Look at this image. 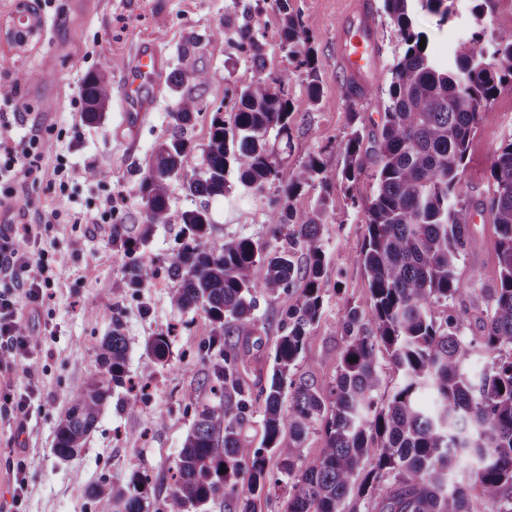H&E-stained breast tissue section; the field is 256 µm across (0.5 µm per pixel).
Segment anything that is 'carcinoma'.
<instances>
[{
    "instance_id": "obj_1",
    "label": "carcinoma",
    "mask_w": 512,
    "mask_h": 512,
    "mask_svg": "<svg viewBox=\"0 0 512 512\" xmlns=\"http://www.w3.org/2000/svg\"><path fill=\"white\" fill-rule=\"evenodd\" d=\"M282 14V41L298 65L313 71L307 41L289 0H274ZM406 50L393 70L378 129L375 194L363 210L366 234L358 254L369 282L370 323L356 307L345 308V347L335 379L317 387L295 380L290 369L301 356L310 327L322 308L325 254L317 244L324 209L301 212L290 200L323 180L312 156L282 188L267 213L275 244L249 237L211 240L210 202L226 195L227 176L254 192L279 179L271 139L289 140L293 115L289 75L264 74L263 45L252 16L217 31L250 58L258 76L237 93L229 115L213 112L200 170L187 174L183 159L194 149L188 130L202 111L198 98L183 95L167 137L141 170L138 193L144 221L135 238L114 224L112 241L129 256L128 285L143 288L160 268L138 255L153 227L169 223V185L181 181L191 207L181 215L179 248L166 272L180 282L171 304L180 312L201 310L212 326L205 348L214 354L207 383L215 400L195 410V421L172 468L165 512H208L224 500L226 512H258L268 485L287 491L286 512H512V140L492 162L495 190L478 203L488 212L497 240L499 280L482 288L486 309L481 335L463 334L468 310L438 318L434 309L466 292L457 265L469 244L463 180L470 137L481 112L512 83V31L471 33L448 60L431 57L413 29L411 0H383ZM83 117L103 118L112 85L89 74L80 88ZM365 135L353 131L340 144L347 157L344 178L353 181L370 164ZM305 252V266L296 260ZM261 264L265 276L254 278ZM301 288L287 308L283 333L272 355L270 382L251 378L250 339L258 334L256 295L276 300ZM477 349L498 354L477 380L467 363ZM147 354L165 361L169 343L151 338ZM386 351L400 374L392 394L380 395L379 353ZM127 343L120 320L100 343L97 370L70 394L55 427L53 451L70 460L85 447L111 386L126 378ZM264 395L260 446L244 435L254 390ZM323 424L325 448L311 464H299L302 444ZM288 432V444L282 434ZM475 453L480 465L466 479L448 484L459 458ZM278 459L269 468V456ZM149 478L135 472L112 495L117 512H147Z\"/></svg>"
}]
</instances>
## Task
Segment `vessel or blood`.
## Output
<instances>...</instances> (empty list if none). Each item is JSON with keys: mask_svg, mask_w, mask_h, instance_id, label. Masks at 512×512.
<instances>
[{"mask_svg": "<svg viewBox=\"0 0 512 512\" xmlns=\"http://www.w3.org/2000/svg\"><path fill=\"white\" fill-rule=\"evenodd\" d=\"M384 47L378 34L372 0H344L336 23L334 59L346 90L366 97L383 63ZM162 58L154 46L142 48L122 94V109L140 112L145 108L142 85L160 71Z\"/></svg>", "mask_w": 512, "mask_h": 512, "instance_id": "vessel-or-blood-1", "label": "vessel or blood"}]
</instances>
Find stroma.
<instances>
[{
    "label": "stroma",
    "instance_id": "1",
    "mask_svg": "<svg viewBox=\"0 0 512 512\" xmlns=\"http://www.w3.org/2000/svg\"><path fill=\"white\" fill-rule=\"evenodd\" d=\"M373 2L385 63L368 99L359 101L346 96L332 58L340 0H290L293 13L309 32L317 59L321 95L313 102L305 70L281 44L280 16L272 0H0V86L12 87L17 74L29 76L11 99H0V113H7L11 122L0 136L17 144L35 126L45 141L40 179L19 182L15 197L0 205V221L27 224L46 210L62 213L60 223L42 231L43 246L61 258L59 275L54 287L45 290L37 313H24L21 319L35 341L28 354L0 365V512H113V490L125 486L137 469L145 471L156 487L155 508L163 506L169 470L192 429L193 408L213 399L204 383L209 360L198 351L211 326L203 312L172 308L173 281L128 287L125 252L113 243L111 225L99 223L98 216L109 202L128 228L142 223L139 170L173 122L178 95L170 78L178 70L204 69L212 76L205 86L189 80L183 85L204 105L190 131L197 149L186 158L184 169L190 173L199 165L213 108L232 101L236 87L255 76L250 62L216 35L225 19L238 18L246 6L258 22L267 73L290 76L288 96L294 111L290 141L275 145L281 183L288 182L309 157H319L324 164L326 184L304 188L291 201L299 211L323 208L320 245L325 253L321 315L309 331L294 374L318 386L333 380L345 346L343 312L367 303L368 280L357 255L366 229L362 205L376 190L368 172L354 181L344 180L346 156L339 144L353 130H377L380 100L387 93L393 65L405 51L383 0ZM449 6L452 14L444 24L427 9L417 6L411 12L432 56H447L458 40L482 27L512 30V0H450ZM26 7L35 11L40 28L36 37L19 47L8 40L6 31ZM146 45L155 46L164 59L160 73L143 89L149 111L124 118L115 97L100 123L84 122L74 99L86 75H104L117 94L137 51ZM511 139L509 86L491 101L474 131L464 170L471 201L491 196L494 154ZM61 160L71 177L68 198L57 197L51 189ZM279 195V185L258 194L233 184L223 199L210 204L213 240L250 237L268 242L266 214L270 201ZM169 196V223L155 226L149 242L139 250L143 258L162 266L177 252L181 214L189 205L180 183H171ZM468 224L470 245L458 273L463 283L475 278L481 285L480 292L461 297L468 309L465 332L474 336L485 307L482 291L495 285L498 264L496 234L488 214L470 211ZM297 298L293 292L285 299L262 296L257 301L255 353L263 372L272 368L282 312ZM116 314L128 345L127 373L133 381L146 384L148 397L131 415L120 408L128 396L126 387H114L80 455L61 460L53 452L55 426L68 396L95 373L98 345L110 335ZM160 334L168 336L170 354L165 365L157 366L146 355L145 344ZM19 398L25 399L26 412L14 408ZM21 460L26 463L30 492L18 506L14 485ZM92 487L99 492L93 500L86 496Z\"/></svg>",
    "mask_w": 512,
    "mask_h": 512
}]
</instances>
